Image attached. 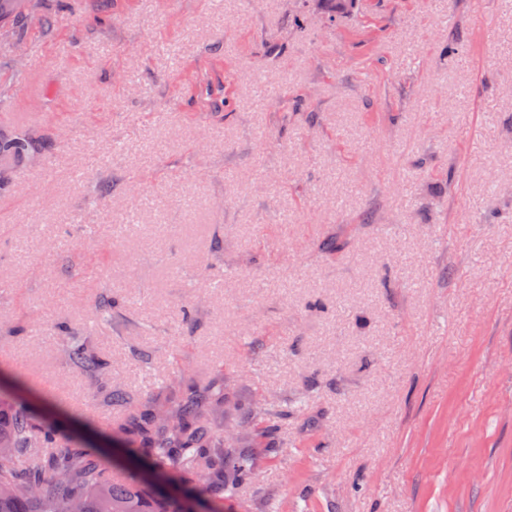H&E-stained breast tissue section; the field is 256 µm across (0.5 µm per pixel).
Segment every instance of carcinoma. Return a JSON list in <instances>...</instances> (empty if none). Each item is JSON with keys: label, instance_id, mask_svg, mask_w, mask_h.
Wrapping results in <instances>:
<instances>
[{"label": "carcinoma", "instance_id": "carcinoma-1", "mask_svg": "<svg viewBox=\"0 0 512 512\" xmlns=\"http://www.w3.org/2000/svg\"><path fill=\"white\" fill-rule=\"evenodd\" d=\"M328 13L345 14L355 0H318ZM34 6V0H0V29L8 30ZM48 143L27 130L0 128V193L10 188L8 171L46 156ZM120 307L106 293L98 302L106 320ZM66 360L83 372L109 371L112 359L96 352L66 322L56 325ZM231 381L219 372L217 382L198 390L186 383L166 384L151 402L137 404L128 390L112 387L107 402L124 412L112 429V442L136 457L150 449L148 465L165 472L179 485L193 489L224 512V495L257 476L253 458L224 446V407ZM274 407L259 401L242 438L265 448L270 442ZM0 512H183L179 501L157 496L138 469L123 472L111 464L103 448L90 439L71 438L60 423L37 414L21 396V386L0 385Z\"/></svg>", "mask_w": 512, "mask_h": 512}]
</instances>
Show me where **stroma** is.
<instances>
[{"mask_svg": "<svg viewBox=\"0 0 512 512\" xmlns=\"http://www.w3.org/2000/svg\"><path fill=\"white\" fill-rule=\"evenodd\" d=\"M0 88L51 141L0 194L39 413L121 417L63 319L139 401L221 371L234 418L288 407L224 512H512V0H37ZM55 330L61 339L63 355L71 365L90 375L105 373L111 369L112 358L101 356L68 323H58Z\"/></svg>", "mask_w": 512, "mask_h": 512, "instance_id": "obj_1", "label": "stroma"}]
</instances>
